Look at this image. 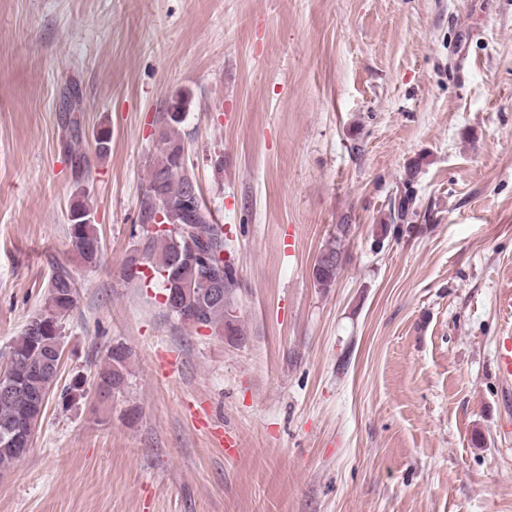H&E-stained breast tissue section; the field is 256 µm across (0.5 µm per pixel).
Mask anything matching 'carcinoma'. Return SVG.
Returning a JSON list of instances; mask_svg holds the SVG:
<instances>
[{"label":"carcinoma","mask_w":512,"mask_h":512,"mask_svg":"<svg viewBox=\"0 0 512 512\" xmlns=\"http://www.w3.org/2000/svg\"><path fill=\"white\" fill-rule=\"evenodd\" d=\"M189 103L186 96L169 103L165 127L159 134L148 179L139 195L137 215L151 212L159 199L164 203L168 229L149 236L136 235L137 248L128 260L156 271L165 294L181 292L179 305L169 308L178 321L193 328L236 336L239 328L235 326L232 303L209 295L212 280H225L232 286L236 279L234 268L217 259V252L224 249L223 228L213 222L201 197H196V206L189 205L187 163L179 151L184 141L177 129L184 121ZM65 130V147L80 175L87 168V158L75 146L83 139V129L72 116ZM70 214L74 215L67 227L70 251L87 267L101 265L105 261L103 248L95 225L88 221L90 207L85 193L77 196ZM350 234V224L336 225V234L325 252L341 255ZM197 250L212 255L211 275H206L202 262L193 259ZM338 275L334 267L313 271L314 281L322 288L331 287ZM79 298V284L72 270L63 262L56 263L44 308L27 321L20 336L9 346L5 367H0V471L19 461L16 449L30 444L32 430L43 420L48 396L61 369L62 320L76 308ZM127 357L122 346L108 351L106 366L96 378V387L105 396H112L124 385Z\"/></svg>","instance_id":"1"}]
</instances>
